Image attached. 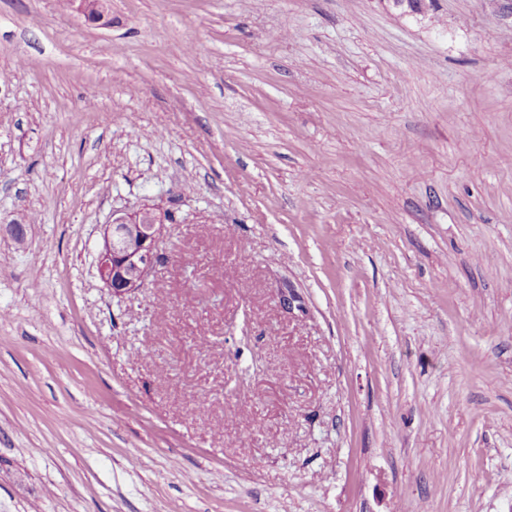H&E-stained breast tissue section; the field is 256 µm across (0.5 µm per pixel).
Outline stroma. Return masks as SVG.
Returning <instances> with one entry per match:
<instances>
[{"mask_svg":"<svg viewBox=\"0 0 512 512\" xmlns=\"http://www.w3.org/2000/svg\"><path fill=\"white\" fill-rule=\"evenodd\" d=\"M0 512H512L504 0H0ZM69 6L71 10L98 26L106 27L110 23V0H71ZM162 231L161 217L152 208L112 215V224L104 228L96 269L113 297L122 298L145 288L158 261Z\"/></svg>","mask_w":512,"mask_h":512,"instance_id":"obj_1","label":"stroma"}]
</instances>
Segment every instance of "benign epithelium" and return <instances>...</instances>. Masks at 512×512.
Here are the masks:
<instances>
[{
	"label": "benign epithelium",
	"instance_id": "benign-epithelium-1",
	"mask_svg": "<svg viewBox=\"0 0 512 512\" xmlns=\"http://www.w3.org/2000/svg\"><path fill=\"white\" fill-rule=\"evenodd\" d=\"M70 9L101 27L110 23L111 0H69ZM161 217L152 208L112 215L97 256L99 279L112 296L122 298L145 287L158 261Z\"/></svg>",
	"mask_w": 512,
	"mask_h": 512
}]
</instances>
